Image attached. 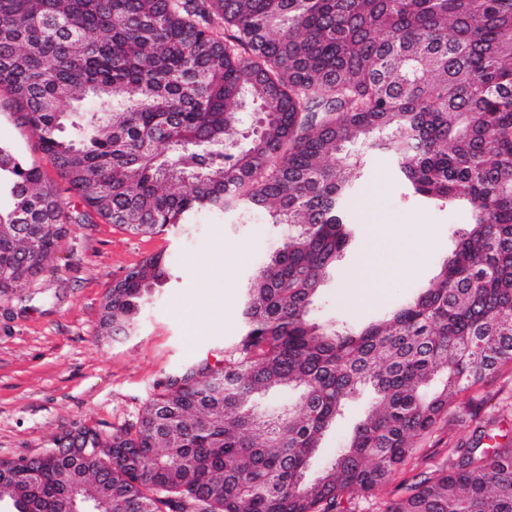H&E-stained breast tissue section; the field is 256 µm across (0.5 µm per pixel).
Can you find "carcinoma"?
I'll return each mask as SVG.
<instances>
[{
	"label": "carcinoma",
	"mask_w": 512,
	"mask_h": 512,
	"mask_svg": "<svg viewBox=\"0 0 512 512\" xmlns=\"http://www.w3.org/2000/svg\"><path fill=\"white\" fill-rule=\"evenodd\" d=\"M58 176L134 235L202 210L287 226L250 279L244 331L170 377L140 416L77 428L43 455L0 460V501L43 512L81 473L112 512H355L512 364V0H0V91ZM388 151L412 193L472 217L432 283L360 329L312 307L349 241L354 177ZM0 297L23 300L72 213L42 169L0 143ZM162 253L105 297L100 335L131 333L169 279ZM299 390L288 412L255 399ZM372 394L320 476L313 452L348 402ZM480 431L380 512H512V447Z\"/></svg>",
	"instance_id": "1"
}]
</instances>
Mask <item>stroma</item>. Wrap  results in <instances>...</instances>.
<instances>
[{"label":"stroma","mask_w":512,"mask_h":512,"mask_svg":"<svg viewBox=\"0 0 512 512\" xmlns=\"http://www.w3.org/2000/svg\"><path fill=\"white\" fill-rule=\"evenodd\" d=\"M0 141L39 165L70 211L83 210L24 126L10 95L0 94ZM383 217L366 224L365 202ZM470 212L408 196L388 154L370 155L357 182L351 221L356 236L319 289L313 315L345 327L382 318L428 284L466 225ZM281 226L243 223L233 214L202 211L192 223L153 235H133L98 215L69 227L61 248L45 263L26 300L0 298V460L36 457L76 426L102 430L135 420L167 377L220 359L242 331L241 301L263 259L279 247ZM417 248L420 266L395 272L384 287L361 278L363 266L383 269L391 255L384 240ZM165 254L172 274L142 307L134 332L100 336L103 300L113 282L151 255ZM488 403L474 418L440 423L418 439L415 456L377 497L355 495L356 512H379L381 500L404 493L420 472L449 448L469 443L488 416L497 442L512 444V366L472 389ZM367 394L347 406L324 436L310 476L331 461L363 418Z\"/></svg>","instance_id":"35a3bbf8"}]
</instances>
